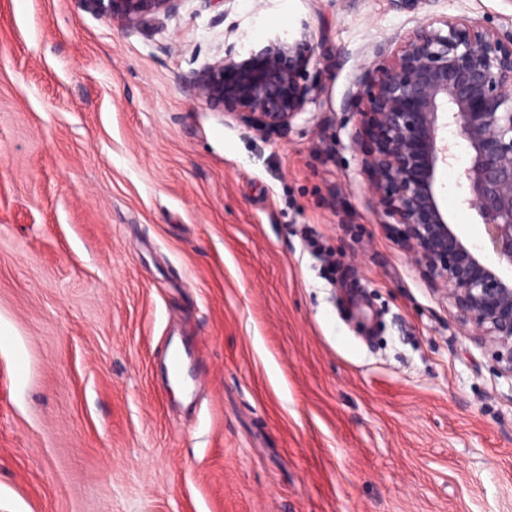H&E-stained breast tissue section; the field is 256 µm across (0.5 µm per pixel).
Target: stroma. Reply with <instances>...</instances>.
I'll return each instance as SVG.
<instances>
[{"label":"stroma","mask_w":512,"mask_h":512,"mask_svg":"<svg viewBox=\"0 0 512 512\" xmlns=\"http://www.w3.org/2000/svg\"><path fill=\"white\" fill-rule=\"evenodd\" d=\"M457 16L510 30L512 0H184L143 30L0 0V512H512V380L381 223L344 109L378 46ZM304 31L288 128L183 84ZM466 163L437 200L493 265ZM190 340L192 409L162 368Z\"/></svg>","instance_id":"1"}]
</instances>
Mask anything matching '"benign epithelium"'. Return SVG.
Segmentation results:
<instances>
[{
  "label": "benign epithelium",
  "instance_id": "7a95c632",
  "mask_svg": "<svg viewBox=\"0 0 512 512\" xmlns=\"http://www.w3.org/2000/svg\"><path fill=\"white\" fill-rule=\"evenodd\" d=\"M125 29L176 15L183 0H85ZM307 32L275 36L224 55L184 77L198 100L257 131L288 126L314 100L318 82L301 77L315 56ZM348 99L369 129L366 161L384 217L400 226L413 259L440 282L462 328L492 350L512 379V277L484 266L442 214L436 172L460 149L463 204L480 216L492 250L512 267V30L466 17L417 25L396 46L381 45Z\"/></svg>",
  "mask_w": 512,
  "mask_h": 512
}]
</instances>
